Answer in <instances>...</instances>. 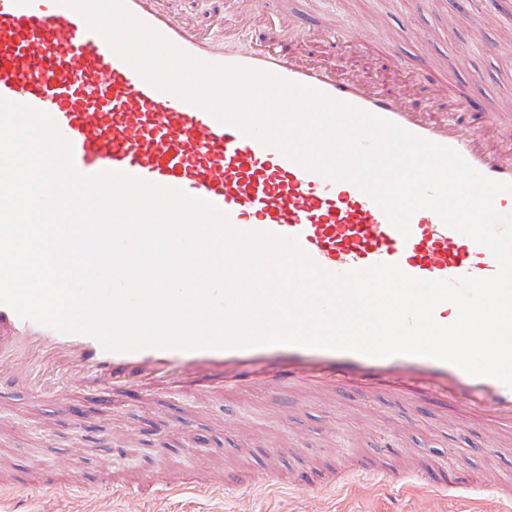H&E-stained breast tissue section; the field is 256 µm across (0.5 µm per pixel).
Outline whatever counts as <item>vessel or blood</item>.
<instances>
[{
  "mask_svg": "<svg viewBox=\"0 0 512 512\" xmlns=\"http://www.w3.org/2000/svg\"><path fill=\"white\" fill-rule=\"evenodd\" d=\"M128 10L181 51L223 66L246 67L313 87L407 131L459 152L485 176L512 183V152H491L474 130L431 120L412 110L399 93L376 92L356 77L292 60L269 44L240 52L227 40L250 36L249 26L212 33L186 22L168 0H126ZM0 97L46 112L72 146L81 174L123 172L179 189L223 211L241 232L294 236L321 268L330 272L399 265L430 280L488 277L497 264L491 252L421 209L409 236L390 224L360 187L306 170L279 149L262 145L236 127L220 123L199 106L147 83L84 17L58 0H0ZM53 363L70 387L95 385L103 393L120 387L154 392L242 391L260 386L329 390L342 385L363 394L381 390L447 403L465 416L463 432L481 422L484 446L492 428H512V388L474 377L428 357L362 354L286 344L239 349L147 348L105 350L90 334L62 333L23 320L0 305V389L31 380ZM381 487L404 486L409 474L395 465L374 466ZM133 482H108L110 495L143 512ZM223 475L169 471L165 495L188 490L216 496Z\"/></svg>",
  "mask_w": 512,
  "mask_h": 512,
  "instance_id": "obj_1",
  "label": "vessel or blood"
}]
</instances>
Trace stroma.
Returning <instances> with one entry per match:
<instances>
[{
    "label": "stroma",
    "mask_w": 512,
    "mask_h": 512,
    "mask_svg": "<svg viewBox=\"0 0 512 512\" xmlns=\"http://www.w3.org/2000/svg\"><path fill=\"white\" fill-rule=\"evenodd\" d=\"M269 19L284 17L290 30L275 47L301 60H316L339 72L364 79L376 89L397 92L412 82V101L444 111L448 91L459 75L472 79L475 106L471 125L479 127L485 148L512 141V127L497 121L512 113V0H265ZM102 444L75 440L73 420L55 409L53 399L35 398L27 386L0 395V461L12 471L34 473L64 456L76 469L59 472L70 487L68 500H54L49 490L30 487L22 494V512H71L75 504L104 506L121 512V498H102L105 478L99 462L112 441L134 448L120 462L118 474L169 471L172 462L198 464L245 477L273 466L296 474L303 467L326 469L336 455L347 465L379 456L381 439L409 449L405 468L429 471L438 482L459 487L512 476V431L498 436L499 452H479L478 435L458 439L455 415L426 396L393 400L375 392L364 397L345 388L299 396L265 390L226 395L224 402L248 427L240 436L211 410L208 396L153 394L131 390L106 398L94 388L71 393ZM290 454L270 458L272 445ZM155 512H502L492 493L458 500L425 495L408 488L392 491L361 479L348 489L304 492L283 488L269 493L241 484L224 495L157 496Z\"/></svg>",
    "instance_id": "stroma-1"
}]
</instances>
